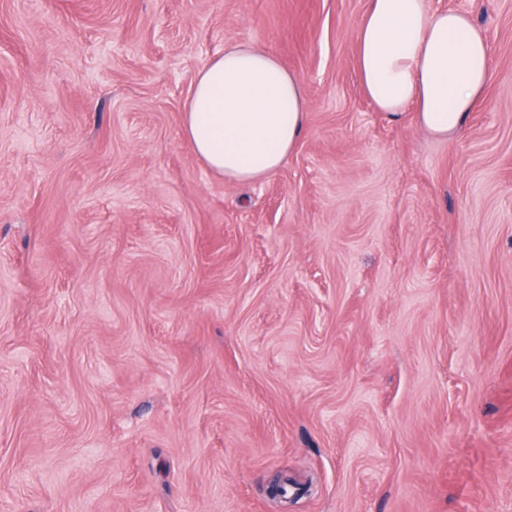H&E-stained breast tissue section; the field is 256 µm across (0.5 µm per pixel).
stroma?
<instances>
[{
  "label": "stroma",
  "instance_id": "35a3bbf8",
  "mask_svg": "<svg viewBox=\"0 0 512 512\" xmlns=\"http://www.w3.org/2000/svg\"><path fill=\"white\" fill-rule=\"evenodd\" d=\"M368 4L0 0V512H512V0L448 140L365 97ZM231 43L309 103L257 183L183 133Z\"/></svg>",
  "mask_w": 512,
  "mask_h": 512
}]
</instances>
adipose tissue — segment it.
I'll return each mask as SVG.
<instances>
[{
  "label": "adipose tissue",
  "mask_w": 512,
  "mask_h": 512,
  "mask_svg": "<svg viewBox=\"0 0 512 512\" xmlns=\"http://www.w3.org/2000/svg\"><path fill=\"white\" fill-rule=\"evenodd\" d=\"M365 96L396 117L415 108L440 138L460 134L490 79L487 39L469 14L434 10L427 0H370L356 30ZM308 110L305 89L277 57L231 44L198 73L183 131L211 172L256 182L294 151Z\"/></svg>",
  "instance_id": "1"
}]
</instances>
